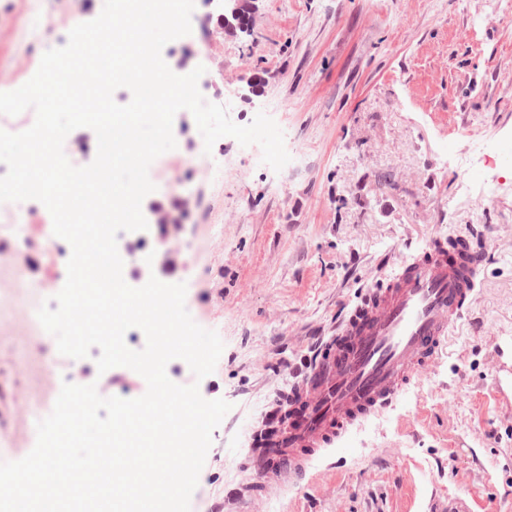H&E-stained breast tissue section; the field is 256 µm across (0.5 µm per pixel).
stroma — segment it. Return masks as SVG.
Segmentation results:
<instances>
[{"instance_id":"stroma-1","label":"stroma","mask_w":512,"mask_h":512,"mask_svg":"<svg viewBox=\"0 0 512 512\" xmlns=\"http://www.w3.org/2000/svg\"><path fill=\"white\" fill-rule=\"evenodd\" d=\"M254 29L230 37L218 0H195L189 35L167 43L175 74L204 66L203 97L247 125L266 113L289 163L274 171L252 147L205 150L190 111L177 150L149 169L154 198H190L196 265L175 277L186 308L224 343L198 384L232 405L212 434L190 512H217L257 485L254 433L336 320L431 241L482 252L472 307L448 353L393 407L352 426L305 481L250 512H512V168L462 165L479 143L512 136V0H257ZM55 0H0V58L21 87L46 49L67 44ZM196 47L187 67L181 49ZM265 83L249 91L255 74ZM28 270L0 266V384L32 392L24 420L0 435V461L26 456L63 384L61 355L27 310Z\"/></svg>"}]
</instances>
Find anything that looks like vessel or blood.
Masks as SVG:
<instances>
[{
	"instance_id": "1",
	"label": "vessel or blood",
	"mask_w": 512,
	"mask_h": 512,
	"mask_svg": "<svg viewBox=\"0 0 512 512\" xmlns=\"http://www.w3.org/2000/svg\"><path fill=\"white\" fill-rule=\"evenodd\" d=\"M480 265L478 252L452 258L445 244L430 246L350 310L326 344L328 357H310L288 394L302 415L287 427V447L252 449L263 481L249 496L299 484L350 426L396 403L444 353L450 328L474 298Z\"/></svg>"
}]
</instances>
